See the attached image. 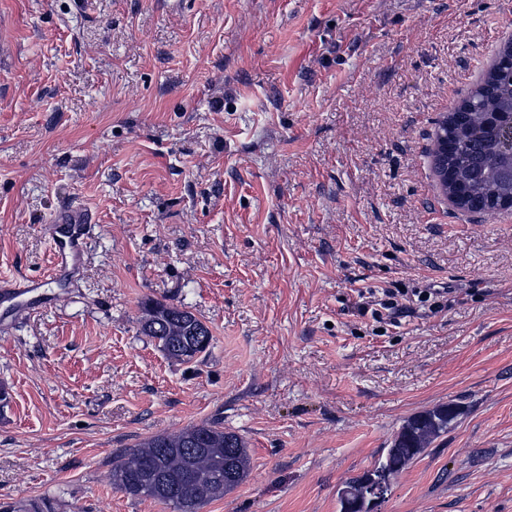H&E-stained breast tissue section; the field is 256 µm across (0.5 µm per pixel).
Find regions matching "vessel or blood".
Returning <instances> with one entry per match:
<instances>
[{
    "mask_svg": "<svg viewBox=\"0 0 512 512\" xmlns=\"http://www.w3.org/2000/svg\"><path fill=\"white\" fill-rule=\"evenodd\" d=\"M92 223L90 212L72 204L58 210L41 233L49 244L52 255L50 273L61 281L76 279L82 270V260L88 228ZM42 280L9 277L0 278V305L31 312L43 304Z\"/></svg>",
    "mask_w": 512,
    "mask_h": 512,
    "instance_id": "b4317fda",
    "label": "vessel or blood"
}]
</instances>
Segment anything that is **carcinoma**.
<instances>
[{
    "instance_id": "carcinoma-1",
    "label": "carcinoma",
    "mask_w": 512,
    "mask_h": 512,
    "mask_svg": "<svg viewBox=\"0 0 512 512\" xmlns=\"http://www.w3.org/2000/svg\"><path fill=\"white\" fill-rule=\"evenodd\" d=\"M512 41L504 44L470 94L454 108L459 117L448 124V174L444 192L460 189L461 209L492 216L499 203L512 199V182L499 178L501 143L482 135L486 114L512 113V69L502 63ZM141 331L153 338L165 356L190 363L207 353L213 336L192 312L161 300L142 303ZM455 409L437 406L415 415L394 435L384 459L374 469L351 478L339 493L340 512H369L365 493L370 482L402 472L436 439L448 432ZM251 468L248 443L219 421L192 425L175 433L144 439L128 449L112 468V481L133 496L157 500L173 512L198 509L224 498L247 478Z\"/></svg>"
}]
</instances>
